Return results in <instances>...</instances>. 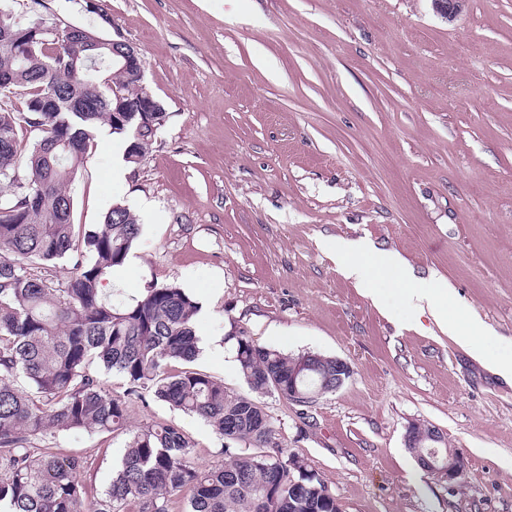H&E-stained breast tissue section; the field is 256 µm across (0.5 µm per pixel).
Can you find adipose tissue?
Instances as JSON below:
<instances>
[{
    "label": "adipose tissue",
    "instance_id": "ef3b65f1",
    "mask_svg": "<svg viewBox=\"0 0 512 512\" xmlns=\"http://www.w3.org/2000/svg\"><path fill=\"white\" fill-rule=\"evenodd\" d=\"M342 251L350 255L351 260L342 264L341 271L359 287L368 288L378 270L397 272L401 295L409 305L417 312L429 313L437 326L447 331L449 335L457 336L464 331L442 304L443 299L448 296V290L444 285L416 278L402 267L394 254L377 251L367 241L346 243Z\"/></svg>",
    "mask_w": 512,
    "mask_h": 512
}]
</instances>
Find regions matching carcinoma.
<instances>
[{
  "mask_svg": "<svg viewBox=\"0 0 512 512\" xmlns=\"http://www.w3.org/2000/svg\"><path fill=\"white\" fill-rule=\"evenodd\" d=\"M17 71L13 95L24 109L0 105V512H169L189 493L188 512H336V497L307 460L277 441L258 398L288 399L296 363L315 361L298 382L315 402L336 391V359L288 356L237 337L236 360L249 394H235L187 367L200 354L199 305L173 284L152 285L132 303L105 292L124 265L140 227L130 209L110 207L96 225L73 222L68 191L105 128L125 138V161L137 167L152 152L159 125L151 114L115 111L116 95L135 105L146 87L122 69L112 46L32 34L25 44L0 38V69ZM69 263L67 275L52 274ZM122 375L126 397L154 398L210 425L230 461L200 470L194 442L176 423L133 431L95 505L81 497L85 460L36 452L34 442L61 431L128 429L125 397L106 390L91 362ZM179 364L181 368L173 369ZM22 376L28 387L14 382Z\"/></svg>",
  "mask_w": 512,
  "mask_h": 512,
  "instance_id": "1",
  "label": "carcinoma"
}]
</instances>
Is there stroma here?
Segmentation results:
<instances>
[{
  "label": "stroma",
  "instance_id": "35a3bbf8",
  "mask_svg": "<svg viewBox=\"0 0 512 512\" xmlns=\"http://www.w3.org/2000/svg\"><path fill=\"white\" fill-rule=\"evenodd\" d=\"M0 0L16 15L96 27L132 43L166 117L152 153L115 177L102 131L70 187L73 219L114 204L140 224L122 286L174 284L198 302L194 362L248 387L236 338L344 360L350 376L302 407L263 397L277 438L308 458L344 512H512V384L474 359L512 356V0H468L447 22L431 0ZM366 239L447 283L484 336L416 315L392 275L372 299L339 270L337 244ZM132 425L173 421L192 462H227L202 420L131 398ZM443 433L457 487L419 468L409 425ZM128 433H60L99 500Z\"/></svg>",
  "mask_w": 512,
  "mask_h": 512
}]
</instances>
